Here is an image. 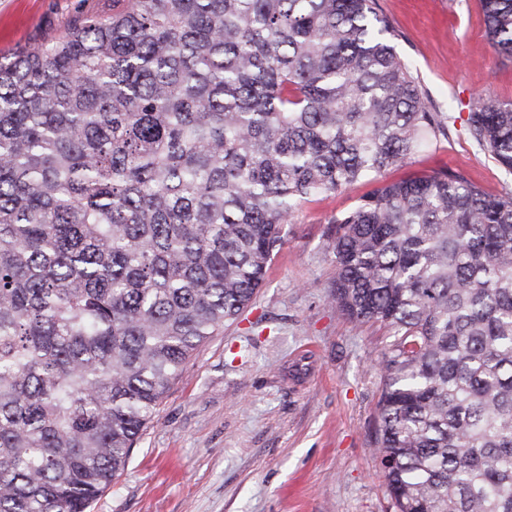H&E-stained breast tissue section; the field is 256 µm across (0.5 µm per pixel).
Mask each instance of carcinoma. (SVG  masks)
<instances>
[{
    "label": "carcinoma",
    "instance_id": "cac0c4a2",
    "mask_svg": "<svg viewBox=\"0 0 512 512\" xmlns=\"http://www.w3.org/2000/svg\"><path fill=\"white\" fill-rule=\"evenodd\" d=\"M0 58V512H88L302 202L448 138L376 0H99ZM512 56V0H479ZM464 127L512 173V101ZM333 302L395 336L394 512H512V191L441 171L329 217Z\"/></svg>",
    "mask_w": 512,
    "mask_h": 512
}]
</instances>
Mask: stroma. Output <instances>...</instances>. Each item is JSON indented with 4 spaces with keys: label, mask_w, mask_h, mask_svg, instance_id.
<instances>
[{
    "label": "stroma",
    "mask_w": 512,
    "mask_h": 512,
    "mask_svg": "<svg viewBox=\"0 0 512 512\" xmlns=\"http://www.w3.org/2000/svg\"><path fill=\"white\" fill-rule=\"evenodd\" d=\"M378 5L430 110L463 117L479 96L512 100V58L493 51L477 0ZM96 8L0 0V52L60 34ZM444 170L490 193L512 190V174L459 125L384 179ZM372 189L359 182L303 203L253 305L193 353L90 512H389L370 442L392 338L354 325L330 299L327 221Z\"/></svg>",
    "instance_id": "stroma-1"
}]
</instances>
